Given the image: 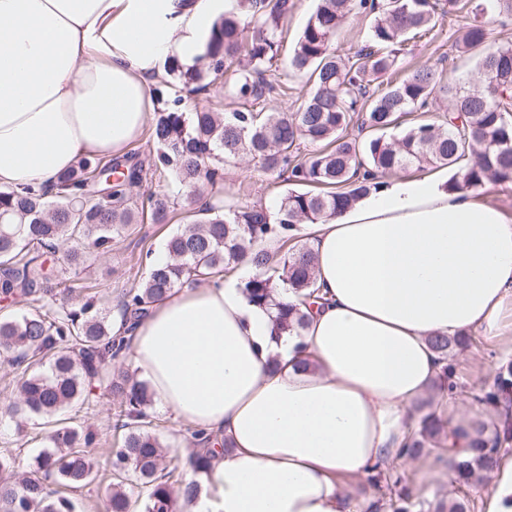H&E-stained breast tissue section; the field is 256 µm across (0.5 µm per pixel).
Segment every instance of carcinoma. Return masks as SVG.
<instances>
[{
    "instance_id": "cac0c4a2",
    "label": "carcinoma",
    "mask_w": 512,
    "mask_h": 512,
    "mask_svg": "<svg viewBox=\"0 0 512 512\" xmlns=\"http://www.w3.org/2000/svg\"><path fill=\"white\" fill-rule=\"evenodd\" d=\"M293 8L292 0H238V11L213 24L193 66L176 59L168 64L170 85L191 92L229 77L227 93L236 107L185 112L176 93L156 113L152 167L195 196V220L167 240V261L150 265L139 286L124 294L122 325L145 317L173 289L226 275L248 259L256 274L242 283L243 293L275 306V335L294 332L303 318L276 296L288 288L310 303L317 294L315 257L306 244L294 242L295 225L323 224L368 195L377 179L410 168L457 169L448 180L450 191L512 184V40L493 36L492 29L512 21V0H316L290 59V68L307 77V96L289 115L256 112L254 104L271 93H288L269 73L281 22ZM354 12L369 21L366 43L342 56L336 37ZM437 15L462 30L455 51L476 58L479 81L452 84L427 64L400 76L409 41L434 38ZM445 101L440 119L403 124L415 112L440 111ZM353 126L368 135L350 137ZM395 129L398 134L387 135ZM305 142L316 150L301 158ZM244 156L264 174L292 184L276 211L258 203L226 207L221 199L198 196L202 183L216 184L224 165ZM140 172L125 160L83 159L60 173L53 189L0 188V299L26 308L19 317L0 316V357L24 375L14 413L52 425L47 449L31 464L32 476H8L15 459L0 456L6 474L0 478V512H76L60 487L85 486L99 477L89 454L98 432L76 416H57L93 407L95 383L114 406L113 428L124 435L113 451L105 512H180L179 501L190 502L199 492L195 476L210 466L211 449L204 447L209 437L199 430L192 432L199 448L188 462L180 466L167 458L148 384L111 371L127 349L126 336L100 310L95 294L69 302L72 289L60 288L56 268L47 264L56 252L70 266L91 251L110 252L121 226L133 223L128 188L141 182ZM267 240L279 242L276 252L259 247ZM511 394L512 367L491 384L471 388L474 400L493 409ZM491 427L482 417L472 424L469 454L452 466L457 483H469L500 454L499 438L487 436ZM444 429L435 413H427L402 452L443 447ZM131 476L135 485L128 491L124 481Z\"/></svg>"
}]
</instances>
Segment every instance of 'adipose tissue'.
Returning <instances> with one entry per match:
<instances>
[{
    "label": "adipose tissue",
    "instance_id": "adipose-tissue-1",
    "mask_svg": "<svg viewBox=\"0 0 512 512\" xmlns=\"http://www.w3.org/2000/svg\"><path fill=\"white\" fill-rule=\"evenodd\" d=\"M236 0H0V186H52L87 157H119L144 131L150 77L193 64ZM438 175L383 179L324 224H300L316 304L299 334L241 290L255 268L172 290L129 331L159 414L223 450L184 512H371L374 465L428 407L466 456L471 417L434 383L435 336L504 340L512 317V216ZM484 512H512V454L489 468Z\"/></svg>",
    "mask_w": 512,
    "mask_h": 512
}]
</instances>
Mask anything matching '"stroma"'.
<instances>
[{
	"instance_id": "stroma-1",
	"label": "stroma",
	"mask_w": 512,
	"mask_h": 512,
	"mask_svg": "<svg viewBox=\"0 0 512 512\" xmlns=\"http://www.w3.org/2000/svg\"><path fill=\"white\" fill-rule=\"evenodd\" d=\"M295 8L283 25L280 56L274 70V77L288 84V95H276L255 103V110L261 112H293L297 99L306 91L301 75L289 72L288 56L302 28L305 26L315 5V0H294ZM437 38L432 41H418L412 50L413 61L428 62L434 67L454 71L457 77L474 81L477 70L473 63L457 58L452 46L457 37L456 27L449 20H437ZM136 161L145 167L143 182L131 192V207H139L149 194L174 195L176 189L170 179L151 168L152 145L148 135H141L129 149ZM286 188L285 182L273 179L256 171L251 162L241 160L225 166L224 179L216 185L204 188L205 195L223 198L225 204L245 206L253 203L275 208L280 195ZM193 209L185 203L171 208L168 220L163 224L144 220L127 226L112 242V250L104 255H90L85 264L68 267L64 277L74 289L93 287L99 306L107 314L118 316V304L130 288L136 287L145 276L146 254L163 252L167 238L192 220ZM451 357L458 368L462 386L460 395H467L469 386L490 380L496 372L507 365L495 342L480 341L467 348H451ZM20 376L7 363L0 361V455L9 454L15 458L20 470H27L29 462L44 448L48 432L42 420H29L24 426H17L9 410L17 396ZM110 404L106 398H99L94 410L86 416L88 425L97 429L99 442L92 453L98 463L100 478L95 483L71 491L70 496L78 504V512H104V502L111 480L110 461L112 450L119 446L121 435L112 427L109 417ZM442 452L423 453L415 462L420 470L426 471L427 479L413 484L414 512H433L437 501L447 500L448 489L454 479L441 464Z\"/></svg>"
}]
</instances>
